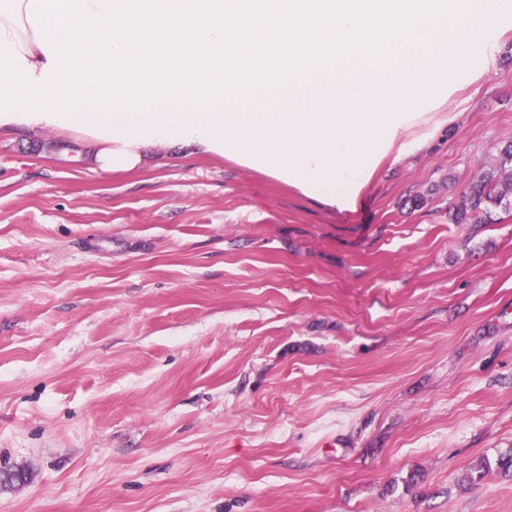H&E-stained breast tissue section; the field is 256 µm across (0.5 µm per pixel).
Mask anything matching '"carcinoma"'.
<instances>
[{"mask_svg": "<svg viewBox=\"0 0 512 512\" xmlns=\"http://www.w3.org/2000/svg\"><path fill=\"white\" fill-rule=\"evenodd\" d=\"M505 208L512 207V144L504 151V160L496 171H490L476 182L469 183L462 193L453 220L457 224H486L490 215L486 203ZM477 477L496 472L512 475V454L498 456L495 460L482 459L472 466Z\"/></svg>", "mask_w": 512, "mask_h": 512, "instance_id": "cac0c4a2", "label": "carcinoma"}]
</instances>
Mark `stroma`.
Listing matches in <instances>:
<instances>
[{
    "instance_id": "obj_1",
    "label": "stroma",
    "mask_w": 512,
    "mask_h": 512,
    "mask_svg": "<svg viewBox=\"0 0 512 512\" xmlns=\"http://www.w3.org/2000/svg\"><path fill=\"white\" fill-rule=\"evenodd\" d=\"M339 213L185 149L0 136V512H512V28ZM510 164L507 166V164ZM512 207V144L504 151L498 170L484 173L479 181L469 183L462 193L453 220L457 224H486L490 215L486 203ZM472 470L477 473L478 478H483L489 473L496 472L504 476L512 475V454L499 455L493 463L489 459H481L473 465Z\"/></svg>"
}]
</instances>
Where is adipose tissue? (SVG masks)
I'll use <instances>...</instances> for the list:
<instances>
[{
  "instance_id": "obj_1",
  "label": "adipose tissue",
  "mask_w": 512,
  "mask_h": 512,
  "mask_svg": "<svg viewBox=\"0 0 512 512\" xmlns=\"http://www.w3.org/2000/svg\"><path fill=\"white\" fill-rule=\"evenodd\" d=\"M33 0H0V25L13 41L15 56L35 73L50 61L28 18ZM507 9L490 7L469 35L451 37L435 50L432 63L411 61L386 74L366 69L338 90L314 77L287 108L231 116L217 109L209 116L173 112L110 118L101 124L85 111L63 126L36 119L0 117V134L49 130L76 142L88 170L132 171L147 166L161 147L192 149L220 156L297 189L305 197L344 213L354 210L364 189L384 162H398L427 144L454 118L448 102L460 76L478 81L494 65L490 35L506 26Z\"/></svg>"
}]
</instances>
